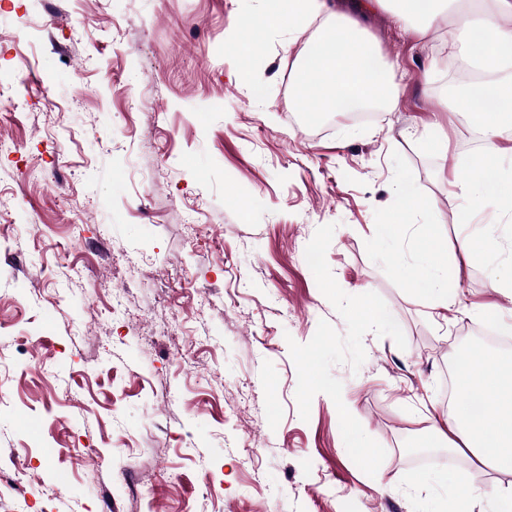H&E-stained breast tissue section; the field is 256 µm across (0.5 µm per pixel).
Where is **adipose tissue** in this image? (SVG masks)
<instances>
[{
	"mask_svg": "<svg viewBox=\"0 0 512 512\" xmlns=\"http://www.w3.org/2000/svg\"><path fill=\"white\" fill-rule=\"evenodd\" d=\"M473 4L471 13L458 19L450 46L464 52L491 78L492 97L478 115L486 152L474 159L469 177L459 184L469 207L459 213L458 221L472 224V235L477 238L493 232L492 226L472 222L488 196H495L502 210L512 211V174L488 160L497 150L501 131L512 128V0H473ZM319 17L324 29L309 42L298 66L302 90L312 94L318 111L335 110L348 97L394 102L397 74L393 64L380 60L365 28L337 0H289L287 9L243 16L242 24L253 38L241 49L255 54L267 28L289 21L301 29ZM449 268L446 255L425 252L422 264L411 275L415 289L428 295L440 292L448 285ZM464 366L453 429L466 446L490 449L492 464L512 475V361L485 355L465 361ZM477 389L486 399L484 414L478 419L469 405Z\"/></svg>",
	"mask_w": 512,
	"mask_h": 512,
	"instance_id": "ef3b65f1",
	"label": "adipose tissue"
}]
</instances>
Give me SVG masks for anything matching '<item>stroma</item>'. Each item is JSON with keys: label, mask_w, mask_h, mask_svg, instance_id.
<instances>
[{"label": "stroma", "mask_w": 512, "mask_h": 512, "mask_svg": "<svg viewBox=\"0 0 512 512\" xmlns=\"http://www.w3.org/2000/svg\"><path fill=\"white\" fill-rule=\"evenodd\" d=\"M248 6L0 0V512H435L458 483L493 506L502 474L423 447L495 349L476 328L512 325L505 241L458 248L481 150L457 17L375 7L397 100L328 122L296 92L318 25L255 64ZM428 243L455 268L435 297ZM448 256L438 250L424 252L423 262L413 270L411 279L418 292L434 295L448 287Z\"/></svg>", "instance_id": "1"}]
</instances>
